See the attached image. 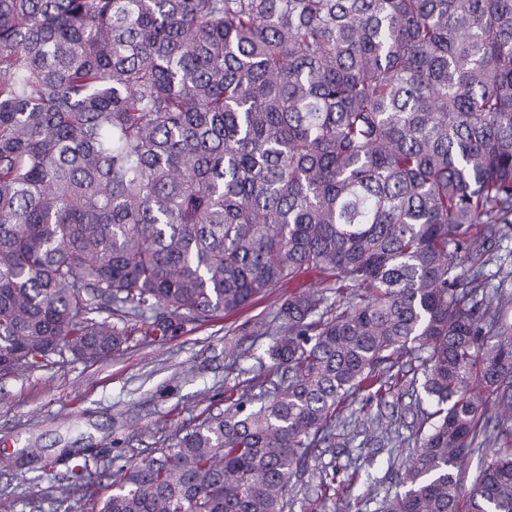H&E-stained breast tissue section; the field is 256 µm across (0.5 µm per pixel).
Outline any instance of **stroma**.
<instances>
[{"label": "stroma", "mask_w": 512, "mask_h": 512, "mask_svg": "<svg viewBox=\"0 0 512 512\" xmlns=\"http://www.w3.org/2000/svg\"><path fill=\"white\" fill-rule=\"evenodd\" d=\"M488 246L494 261L484 269L487 286L512 290V229L497 232ZM317 282L314 274H305L235 316L204 326L187 324L156 342L133 336L122 350L97 362L56 353L36 370L0 376V512H81L76 500L44 494L47 482L36 465L21 464L22 448L42 449L47 457L64 451L79 457L85 449H98L100 458L91 464L85 486L87 498L96 501L111 492L119 465L164 447L177 431L191 429L200 414L223 411L230 390L260 394L250 381L259 373L258 358L269 339L245 335L244 325L271 318L280 297ZM228 341L239 344L238 363L224 358ZM415 402L404 386L382 403L364 393L356 396L319 465L342 468L353 457L373 460L375 490L385 492L391 485L389 453L404 454L415 445ZM367 413L399 420L393 443L364 431L360 421Z\"/></svg>", "instance_id": "obj_1"}]
</instances>
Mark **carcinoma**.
<instances>
[{
	"instance_id": "1",
	"label": "carcinoma",
	"mask_w": 512,
	"mask_h": 512,
	"mask_svg": "<svg viewBox=\"0 0 512 512\" xmlns=\"http://www.w3.org/2000/svg\"><path fill=\"white\" fill-rule=\"evenodd\" d=\"M477 224H512V0H0L1 375L319 274L253 326L273 390L119 467L95 512H288L405 358L428 408L394 489L357 468L320 489L336 512L358 485L376 512H512V292L478 282Z\"/></svg>"
}]
</instances>
